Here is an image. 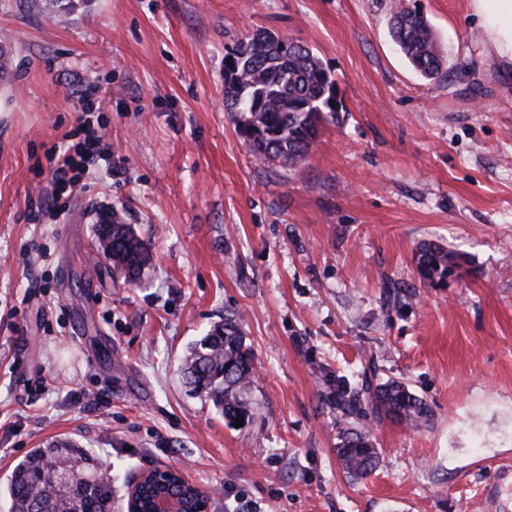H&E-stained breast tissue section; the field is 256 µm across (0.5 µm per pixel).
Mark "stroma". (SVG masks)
Wrapping results in <instances>:
<instances>
[{
	"instance_id": "1",
	"label": "stroma",
	"mask_w": 512,
	"mask_h": 512,
	"mask_svg": "<svg viewBox=\"0 0 512 512\" xmlns=\"http://www.w3.org/2000/svg\"><path fill=\"white\" fill-rule=\"evenodd\" d=\"M402 1L448 55L434 79L390 37L395 0H0V512L13 468L64 442L121 498L178 467L208 512H512V74L470 0ZM255 29L308 46L345 106L293 168L225 107V51ZM89 86L123 172L97 166L57 224L32 168ZM115 209L152 254L135 285L91 258ZM425 243L463 268L420 279ZM227 317L256 365L237 428L181 378ZM389 379L420 427L337 409V383ZM344 427L379 452L358 480Z\"/></svg>"
}]
</instances>
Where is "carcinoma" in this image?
<instances>
[{
    "mask_svg": "<svg viewBox=\"0 0 512 512\" xmlns=\"http://www.w3.org/2000/svg\"><path fill=\"white\" fill-rule=\"evenodd\" d=\"M392 37L409 63L423 76L433 77L445 56L427 19L404 7L392 15ZM259 29L227 51L224 98L235 115L239 133L262 162L295 167L308 153L322 123L336 117L327 106L336 83L322 61L305 45ZM99 259L108 261L136 284L151 254L132 225L112 212V223L96 229ZM465 259L436 243L419 249L417 270L433 280L460 268ZM255 375L254 357L237 320L226 318L189 347L182 379L190 391L219 408L230 423L247 422L253 409L247 393ZM372 411L417 426L427 420V403L400 381L388 380L368 391ZM338 459L344 472L363 477L377 465V453L365 432L340 430ZM88 458L74 450L37 448L13 470L7 486L9 512H70L69 502L46 490L49 471L76 488L86 512H112V479L87 466Z\"/></svg>",
    "mask_w": 512,
    "mask_h": 512,
    "instance_id": "carcinoma-1",
    "label": "carcinoma"
}]
</instances>
